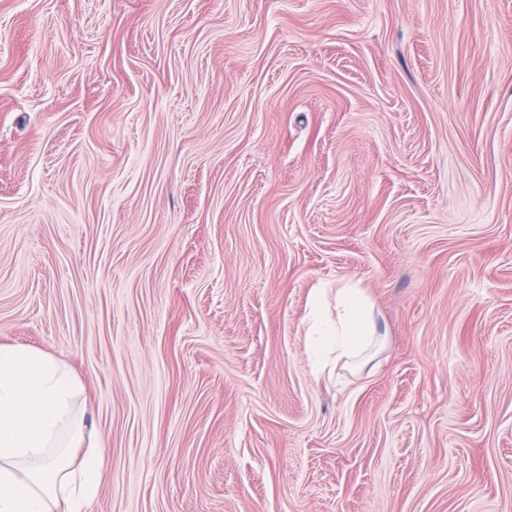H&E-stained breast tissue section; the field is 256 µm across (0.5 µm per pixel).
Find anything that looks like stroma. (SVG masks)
Returning <instances> with one entry per match:
<instances>
[{
  "mask_svg": "<svg viewBox=\"0 0 512 512\" xmlns=\"http://www.w3.org/2000/svg\"><path fill=\"white\" fill-rule=\"evenodd\" d=\"M0 344L86 512H512V0H0ZM326 288H320L311 303L307 331L310 358L325 368L331 354L341 359H360L371 347L375 326L364 291L355 283L336 285V319L324 313Z\"/></svg>",
  "mask_w": 512,
  "mask_h": 512,
  "instance_id": "1",
  "label": "stroma"
}]
</instances>
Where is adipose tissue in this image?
I'll return each instance as SVG.
<instances>
[{"label": "adipose tissue", "instance_id": "adipose-tissue-1", "mask_svg": "<svg viewBox=\"0 0 512 512\" xmlns=\"http://www.w3.org/2000/svg\"><path fill=\"white\" fill-rule=\"evenodd\" d=\"M324 292L311 303L309 355L318 367L330 357L360 359L371 347V307L354 283L336 286V315L324 313ZM80 389L51 355L23 345H0V512H85L104 465L90 445L78 466L64 451L82 444L76 412Z\"/></svg>", "mask_w": 512, "mask_h": 512}]
</instances>
